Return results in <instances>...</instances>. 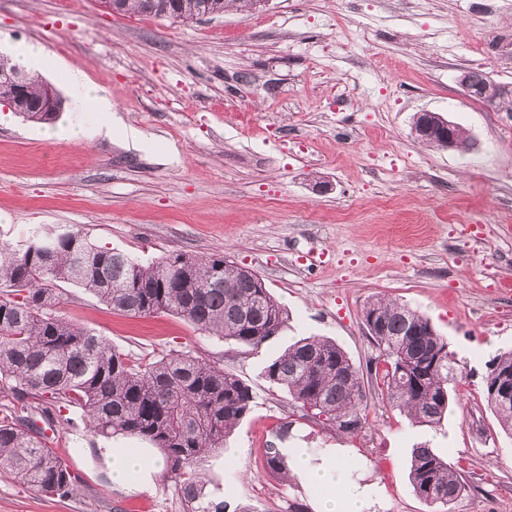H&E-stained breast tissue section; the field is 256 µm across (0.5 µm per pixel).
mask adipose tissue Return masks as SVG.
<instances>
[{"instance_id": "obj_1", "label": "adipose tissue", "mask_w": 512, "mask_h": 512, "mask_svg": "<svg viewBox=\"0 0 512 512\" xmlns=\"http://www.w3.org/2000/svg\"><path fill=\"white\" fill-rule=\"evenodd\" d=\"M100 454L110 470L113 486L128 491L148 489L154 475L164 467L163 458L152 448L118 442L102 448ZM288 467L318 491L316 512H367L373 492L349 480L353 468L350 459L332 450L315 456L307 449L293 448L289 451Z\"/></svg>"}]
</instances>
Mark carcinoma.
<instances>
[{
	"mask_svg": "<svg viewBox=\"0 0 512 512\" xmlns=\"http://www.w3.org/2000/svg\"><path fill=\"white\" fill-rule=\"evenodd\" d=\"M126 16L189 21L229 7L248 11L253 0H100ZM33 80L27 121L51 124L62 97H42ZM84 289L131 317L179 316L219 340L253 350L280 336L288 315L256 272L247 273L221 253H171L144 264L102 247L74 229H51L17 248L0 245V471L45 496L67 498L76 476L52 448L36 419L51 426L61 411L79 407L96 435L141 438L164 454L185 512H227L205 493L203 458L232 434L251 410L253 392L236 375L191 354L157 360L134 358L92 330L54 312L62 285ZM363 309L375 315L370 335L380 350L374 377L391 407L420 426L441 421L456 395L457 358L448 340L419 310L384 298ZM512 373V350L486 362L483 398L512 434V400L492 398L490 387ZM264 377L288 392L311 418L346 435L367 424L364 376L336 341L310 336L270 360ZM265 466L288 471L282 449H265ZM409 480L417 497L450 512L464 490L459 463L432 449H413Z\"/></svg>",
	"mask_w": 512,
	"mask_h": 512,
	"instance_id": "carcinoma-1",
	"label": "carcinoma"
}]
</instances>
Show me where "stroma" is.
<instances>
[{"label": "stroma", "mask_w": 512, "mask_h": 512, "mask_svg": "<svg viewBox=\"0 0 512 512\" xmlns=\"http://www.w3.org/2000/svg\"><path fill=\"white\" fill-rule=\"evenodd\" d=\"M43 47L36 74L65 91L81 71L135 127L87 144L42 137L0 107V243L74 228L149 262L225 254L256 271L286 309L261 349L208 336L184 319L112 312L67 287L58 315L138 358L183 352L221 364L254 394L250 413L200 468L229 512H314L299 478L264 468L280 422L288 448L345 449L351 479L375 485L374 512H437L408 479L412 448L460 462L452 512H512V435L483 396L486 363L512 349V101L462 95L478 68L512 86V0H267L251 12L176 22L110 13L97 0H0V39ZM440 113L466 153L416 139V112ZM423 311L460 361L458 400L418 426L366 379L369 422L349 437L306 416L263 376L288 344L326 336L359 369L379 355L364 303ZM53 449L78 477L48 498L0 475V512H184L167 475L147 492L112 485L78 408L56 422Z\"/></svg>", "instance_id": "stroma-1"}]
</instances>
